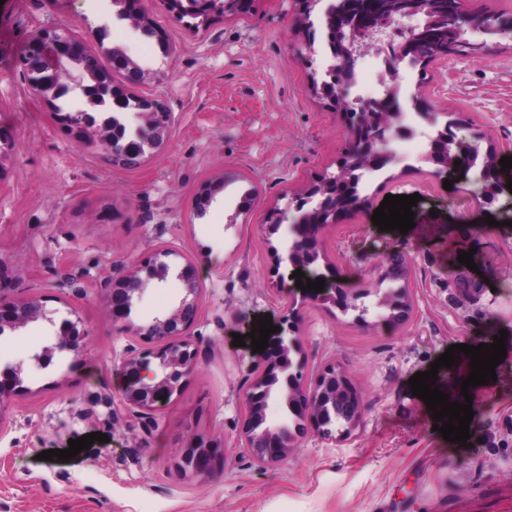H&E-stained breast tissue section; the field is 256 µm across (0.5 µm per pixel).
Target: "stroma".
Wrapping results in <instances>:
<instances>
[{"mask_svg": "<svg viewBox=\"0 0 512 512\" xmlns=\"http://www.w3.org/2000/svg\"><path fill=\"white\" fill-rule=\"evenodd\" d=\"M165 32L169 55L118 16L112 0H5L0 5V297H40L47 316L0 336V369L21 367L25 393L0 407V512H512V169L496 171L485 204L477 169L434 175L414 141L392 140L391 157L363 190L365 208L319 233L311 273L353 292L373 289L387 253L408 264L411 304L402 324L309 303L279 291L272 248H284L291 198L336 171L345 148L340 116L315 97L323 39H308L290 0H256L250 14L200 29L145 0ZM58 26L88 51L125 50L150 77L137 96L160 98L172 114L165 147L134 167L113 165L99 142L76 143L30 91L19 62L39 28ZM481 52L410 69L399 110L420 123L457 120V140L478 156L512 157V36L467 31ZM227 178L210 223L190 203L201 185ZM451 189H444V180ZM258 196L240 211L245 184ZM419 194L408 234L382 231L372 216L385 195ZM170 266L199 263L202 290L191 328L199 367L181 394L152 414L125 407L114 371L143 344L113 325L105 305L111 280L157 249ZM472 252V266L458 256ZM182 282L134 299L130 323L165 312ZM298 315L306 380L328 366L344 374L362 404L349 435L299 438L288 460L257 467L239 420L260 359L233 344L259 320ZM80 318L89 331L82 358L55 352V325ZM507 356L497 378L462 392L471 359L439 368L433 385L451 401L471 398L469 445L433 431V413L410 378L450 345L493 344ZM106 434L66 461L42 459L84 434ZM221 440L222 474L182 478L181 448L195 436Z\"/></svg>", "mask_w": 512, "mask_h": 512, "instance_id": "35a3bbf8", "label": "stroma"}]
</instances>
